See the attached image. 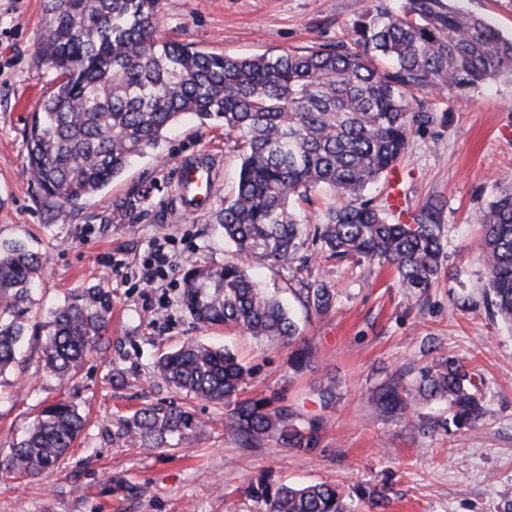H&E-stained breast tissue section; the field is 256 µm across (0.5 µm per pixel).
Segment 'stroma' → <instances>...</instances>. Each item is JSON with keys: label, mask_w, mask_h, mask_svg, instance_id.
<instances>
[{"label": "stroma", "mask_w": 512, "mask_h": 512, "mask_svg": "<svg viewBox=\"0 0 512 512\" xmlns=\"http://www.w3.org/2000/svg\"><path fill=\"white\" fill-rule=\"evenodd\" d=\"M372 0H161L162 37L192 49L233 56L282 55L348 41ZM49 23L44 0H0V245L24 244L46 260L36 296L43 320L76 289L95 283L112 292L106 349L92 353L62 385L38 372L36 348L0 375V460L46 406L68 399L87 425L60 468L35 478L0 471V512H258L249 480L327 482L346 492L379 489L385 508L359 512H503L512 488V333L484 304L486 272L471 243L476 215L512 176V79L468 95L420 93L438 122L413 133L407 153L371 192L399 201L397 218L440 201L448 242L446 274L422 304L409 301L385 262L317 258L299 262L338 289L324 315L295 303L292 270L236 252L214 215L236 189L240 158L217 123L184 117L105 189L80 205H47L26 169V127L54 86V70L37 51ZM213 166L210 203L184 210L180 168ZM174 263L169 287L138 280L153 242ZM245 264L278 292L300 326L299 344L314 358L293 373L287 347L221 327L203 328L179 302L182 274L193 264ZM200 340L231 350L252 371L250 398L278 397L296 424L319 419L322 442L301 454L273 439L248 448L228 427L229 410L167 388L154 376L166 352ZM461 360L483 381L486 413L460 429H422L448 417L446 407L381 412L373 392L397 371L417 374L434 359ZM333 391L331 404L320 395ZM147 404L191 405L206 422L201 437L175 449L114 443L112 422Z\"/></svg>", "instance_id": "1"}]
</instances>
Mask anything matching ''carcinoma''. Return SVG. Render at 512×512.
Segmentation results:
<instances>
[{
    "label": "carcinoma",
    "mask_w": 512,
    "mask_h": 512,
    "mask_svg": "<svg viewBox=\"0 0 512 512\" xmlns=\"http://www.w3.org/2000/svg\"><path fill=\"white\" fill-rule=\"evenodd\" d=\"M159 0H46L50 24L38 58L56 72L53 91L35 106L27 130V164L49 203L91 199L130 161L155 147L187 114L217 121L235 138L241 165L237 191L217 222L236 250L289 267L307 241L294 203L320 190L337 199L320 215L318 255L387 261L406 297L419 301L447 261L439 207L429 204L402 224L388 200L364 198L366 188L403 157L415 131L438 121L416 98L422 90L459 94L512 77V37L455 0H402L392 10L375 3L352 25L347 43L301 53L239 57L205 53L165 39L155 21ZM478 218L474 249L487 278L493 316L512 331V179ZM44 258L23 245L0 246V374L11 369L25 340L41 351L43 370L70 382L104 341L112 292L100 284L67 295L47 320L32 323L36 280ZM180 301L201 326L239 329L293 348L295 368L312 353L295 344L298 325L281 300L234 262L195 264L182 276ZM307 310H331L337 292L320 277L292 289ZM251 372L233 353L188 342L163 354L156 378L192 399L230 408L229 427L251 446L272 438L309 454L321 425L299 427L294 414L269 399H241ZM443 402L466 428L484 413L480 383L453 357L419 369L408 385L398 378L374 399L384 411ZM87 420L60 400L41 411L0 465L35 477L65 461ZM204 422L186 407L146 405L112 421V439L147 449L175 448L202 434ZM258 512H357L353 499L374 500L360 487L345 495L325 482L294 485L265 477L250 482Z\"/></svg>",
    "instance_id": "obj_1"
}]
</instances>
